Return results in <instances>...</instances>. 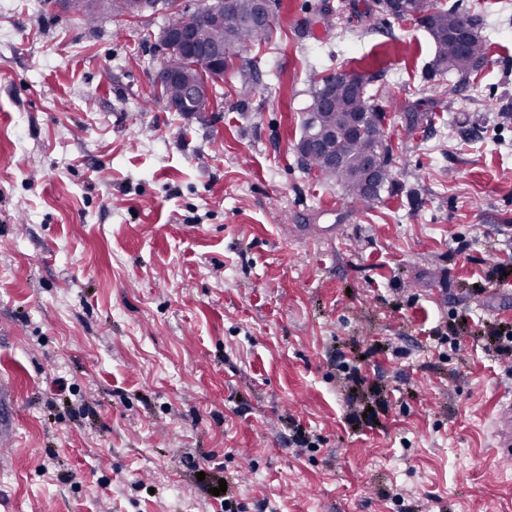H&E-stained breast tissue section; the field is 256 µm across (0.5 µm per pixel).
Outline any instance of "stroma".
Returning a JSON list of instances; mask_svg holds the SVG:
<instances>
[{
  "instance_id": "35a3bbf8",
  "label": "stroma",
  "mask_w": 512,
  "mask_h": 512,
  "mask_svg": "<svg viewBox=\"0 0 512 512\" xmlns=\"http://www.w3.org/2000/svg\"><path fill=\"white\" fill-rule=\"evenodd\" d=\"M435 2L487 44L457 93L376 0H277L256 74L170 112L163 12L0 0V512H512V0ZM366 63L392 186L359 204L295 145Z\"/></svg>"
}]
</instances>
